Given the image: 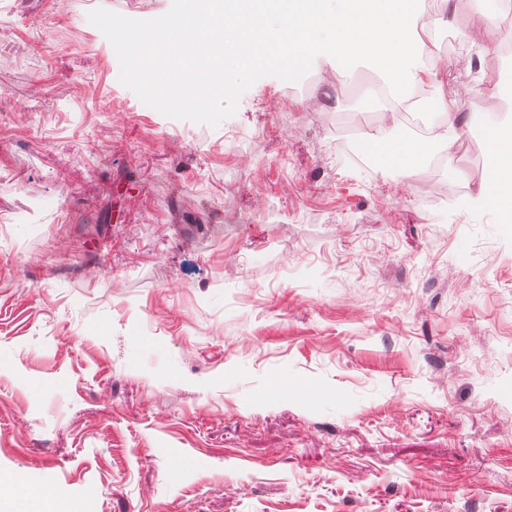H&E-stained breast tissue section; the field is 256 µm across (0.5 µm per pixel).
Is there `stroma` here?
<instances>
[{
  "label": "stroma",
  "mask_w": 512,
  "mask_h": 512,
  "mask_svg": "<svg viewBox=\"0 0 512 512\" xmlns=\"http://www.w3.org/2000/svg\"><path fill=\"white\" fill-rule=\"evenodd\" d=\"M190 2L0 0V512H512V0L425 37L467 147L408 173L336 148L363 67L159 107L113 50ZM496 119L487 127L485 144L488 176L475 201L492 207L499 213L501 223H512V110L500 113L495 106Z\"/></svg>",
  "instance_id": "35a3bbf8"
}]
</instances>
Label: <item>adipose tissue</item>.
<instances>
[{
    "label": "adipose tissue",
    "mask_w": 512,
    "mask_h": 512,
    "mask_svg": "<svg viewBox=\"0 0 512 512\" xmlns=\"http://www.w3.org/2000/svg\"><path fill=\"white\" fill-rule=\"evenodd\" d=\"M276 0H205L197 10L139 31L135 42L149 52L145 92L163 108L202 100L223 90L230 53L244 54L250 68L293 66L321 55L338 69L359 66L376 74L388 90L385 109L402 105L410 90L432 77L421 65L425 45L417 31L432 32L441 17L426 0H298L296 9L279 10ZM466 130L455 112L443 115L434 139L380 125L371 136L402 170H413L439 151L452 149ZM487 180L476 197L502 222L512 223V113L497 114L487 127Z\"/></svg>",
    "instance_id": "1"
}]
</instances>
